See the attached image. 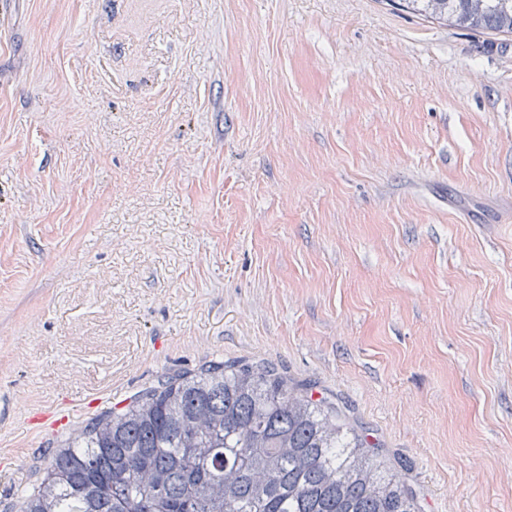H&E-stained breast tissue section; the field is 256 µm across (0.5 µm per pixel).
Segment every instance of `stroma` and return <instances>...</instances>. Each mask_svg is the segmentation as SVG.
<instances>
[{
  "label": "stroma",
  "instance_id": "stroma-1",
  "mask_svg": "<svg viewBox=\"0 0 512 512\" xmlns=\"http://www.w3.org/2000/svg\"><path fill=\"white\" fill-rule=\"evenodd\" d=\"M212 360L335 404L422 512H512V35L395 0H9L0 512Z\"/></svg>",
  "mask_w": 512,
  "mask_h": 512
}]
</instances>
